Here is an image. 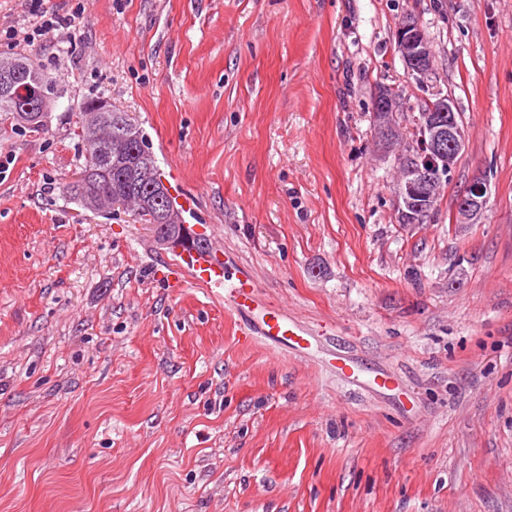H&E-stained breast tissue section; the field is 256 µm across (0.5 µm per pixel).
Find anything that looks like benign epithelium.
<instances>
[{"instance_id":"obj_1","label":"benign epithelium","mask_w":512,"mask_h":512,"mask_svg":"<svg viewBox=\"0 0 512 512\" xmlns=\"http://www.w3.org/2000/svg\"><path fill=\"white\" fill-rule=\"evenodd\" d=\"M397 42L407 75L419 84L426 83L433 74L434 53L429 39L418 20L406 17L397 30ZM23 68L15 62L0 61V91L12 90L30 110L39 103L27 97L21 80ZM399 101L388 87L379 85L374 92L372 123L377 150L385 155L397 151V160L402 175L395 187V208L402 221L418 224L423 220L431 201L440 195L444 178L455 168L466 146L467 130L453 100L440 96L427 112L413 117L411 143L402 144L399 123ZM131 121H117L111 134L101 143L102 151L108 154L112 142L129 139L133 130ZM487 180L475 176L456 200L455 218L458 224H478L487 205ZM179 234L158 240V244L169 249H181L192 245L195 233L186 224H178Z\"/></svg>"}]
</instances>
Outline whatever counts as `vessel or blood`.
<instances>
[{"mask_svg": "<svg viewBox=\"0 0 512 512\" xmlns=\"http://www.w3.org/2000/svg\"><path fill=\"white\" fill-rule=\"evenodd\" d=\"M174 274L188 273L200 285L224 292L225 306L240 317V332L247 338H261L301 353L311 349L312 333L286 315L268 308L255 296L249 277L230 274L211 251L185 249L179 252Z\"/></svg>", "mask_w": 512, "mask_h": 512, "instance_id": "1", "label": "vessel or blood"}]
</instances>
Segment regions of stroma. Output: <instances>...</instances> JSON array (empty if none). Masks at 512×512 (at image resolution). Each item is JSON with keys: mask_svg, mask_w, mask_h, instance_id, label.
Wrapping results in <instances>:
<instances>
[{"mask_svg": "<svg viewBox=\"0 0 512 512\" xmlns=\"http://www.w3.org/2000/svg\"><path fill=\"white\" fill-rule=\"evenodd\" d=\"M80 3L0 45L59 93L45 130L0 119V512H512V0H0V30ZM379 84L403 133L440 93L467 126L427 223L396 221ZM98 97L309 352L244 340L223 294L161 279L176 254L135 214L67 193ZM477 172L485 215L456 223ZM81 14V6H78L77 10L72 14H69L68 17L60 16L58 13L52 12L51 14L43 13L40 15L42 21L39 25H36L31 32L26 31L23 33V40L27 42L34 43L35 41L40 39L42 36H45L53 31L59 30L60 28H68L74 26L75 20L79 18ZM397 42L407 75L416 83H426L433 74L434 53L424 29L415 17H406L397 30Z\"/></svg>", "mask_w": 512, "mask_h": 512, "instance_id": "obj_1", "label": "stroma"}]
</instances>
